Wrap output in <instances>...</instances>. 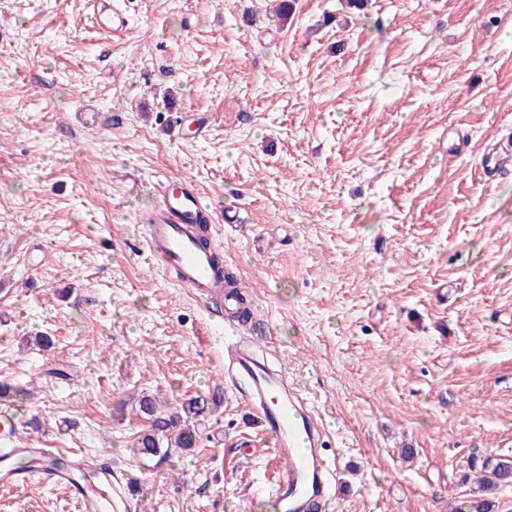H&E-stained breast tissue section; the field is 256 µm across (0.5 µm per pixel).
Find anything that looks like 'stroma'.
Listing matches in <instances>:
<instances>
[{"label":"stroma","mask_w":512,"mask_h":512,"mask_svg":"<svg viewBox=\"0 0 512 512\" xmlns=\"http://www.w3.org/2000/svg\"><path fill=\"white\" fill-rule=\"evenodd\" d=\"M279 2L118 0V41L86 0H0V411L17 447L125 469L132 512H276L223 369L249 336L323 417L327 512H448L512 457V169L480 171L512 146V0ZM176 178L238 218L215 242L247 323L145 244ZM143 392L212 403L196 448L133 455ZM0 512L79 509L34 482Z\"/></svg>","instance_id":"35a3bbf8"}]
</instances>
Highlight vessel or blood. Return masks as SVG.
I'll list each match as a JSON object with an SVG mask.
<instances>
[{"label": "vessel or blood", "mask_w": 512, "mask_h": 512, "mask_svg": "<svg viewBox=\"0 0 512 512\" xmlns=\"http://www.w3.org/2000/svg\"><path fill=\"white\" fill-rule=\"evenodd\" d=\"M99 29L124 34L127 21L111 0H90ZM208 207L194 183L186 178L163 183L159 202L145 226V241L163 270L203 301L223 302L224 269L213 261L215 249L200 242L201 227L210 223ZM227 374L239 382L245 401L259 416L275 441L279 477L270 489L277 512H309L326 506L331 492V470L324 462L322 420L313 407L287 383L284 373L260 362L251 345L236 342L224 350ZM15 419L0 414V483L29 484L39 474L46 486L68 489L81 512H127V474L124 470L72 454L59 462L41 448L31 454L39 460L37 472L13 466L19 451L12 443Z\"/></svg>", "instance_id": "obj_1"}]
</instances>
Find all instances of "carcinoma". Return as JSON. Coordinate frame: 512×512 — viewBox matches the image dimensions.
<instances>
[{"label":"carcinoma","instance_id":"cac0c4a2","mask_svg":"<svg viewBox=\"0 0 512 512\" xmlns=\"http://www.w3.org/2000/svg\"><path fill=\"white\" fill-rule=\"evenodd\" d=\"M140 414L151 421L149 429L140 434L136 454L142 458H166L171 450L187 451L196 447V426L210 406L200 396L185 400L179 413L163 414L158 411L156 399L148 394L138 399ZM474 487L465 502L455 507V512H494L496 494L512 486V457L485 455L471 464Z\"/></svg>","mask_w":512,"mask_h":512}]
</instances>
